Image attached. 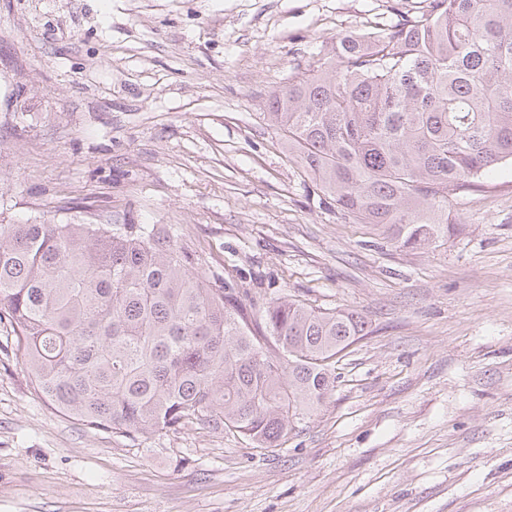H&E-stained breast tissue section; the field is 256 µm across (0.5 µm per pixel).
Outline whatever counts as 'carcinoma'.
I'll use <instances>...</instances> for the list:
<instances>
[{"label": "carcinoma", "instance_id": "carcinoma-1", "mask_svg": "<svg viewBox=\"0 0 512 512\" xmlns=\"http://www.w3.org/2000/svg\"><path fill=\"white\" fill-rule=\"evenodd\" d=\"M336 209L406 249L452 237L448 203L512 164V0H429L379 33H338L268 99ZM0 326L34 394L135 440L206 424L276 448L330 394L357 312L247 305L157 224H0Z\"/></svg>", "mask_w": 512, "mask_h": 512}]
</instances>
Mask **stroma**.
I'll return each mask as SVG.
<instances>
[{
    "instance_id": "1",
    "label": "stroma",
    "mask_w": 512,
    "mask_h": 512,
    "mask_svg": "<svg viewBox=\"0 0 512 512\" xmlns=\"http://www.w3.org/2000/svg\"><path fill=\"white\" fill-rule=\"evenodd\" d=\"M425 0H0V224H162L262 306L365 336L281 447L58 416L0 334V512H512V168L410 250L344 218L270 94Z\"/></svg>"
}]
</instances>
